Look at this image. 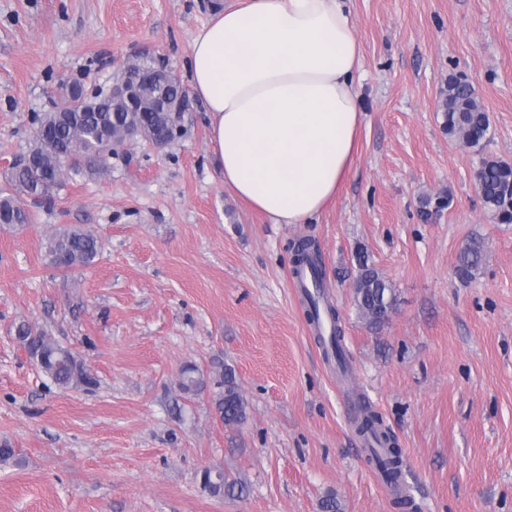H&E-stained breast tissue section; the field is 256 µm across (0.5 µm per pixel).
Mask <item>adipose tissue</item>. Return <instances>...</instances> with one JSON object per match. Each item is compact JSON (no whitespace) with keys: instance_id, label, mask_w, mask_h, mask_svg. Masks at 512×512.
<instances>
[{"instance_id":"ef3b65f1","label":"adipose tissue","mask_w":512,"mask_h":512,"mask_svg":"<svg viewBox=\"0 0 512 512\" xmlns=\"http://www.w3.org/2000/svg\"><path fill=\"white\" fill-rule=\"evenodd\" d=\"M349 0H230L193 39L225 190L274 224L319 219L350 172L363 110Z\"/></svg>"}]
</instances>
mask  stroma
Listing matches in <instances>:
<instances>
[{"instance_id": "obj_1", "label": "stroma", "mask_w": 512, "mask_h": 512, "mask_svg": "<svg viewBox=\"0 0 512 512\" xmlns=\"http://www.w3.org/2000/svg\"><path fill=\"white\" fill-rule=\"evenodd\" d=\"M213 0H0V187L34 115L65 86L110 84L149 56L185 78ZM362 46L360 152L313 224H272L225 190L203 103L182 135L139 143L108 174H69L31 221L0 224V512H512V224L476 191L480 158L512 160V0H351ZM469 82L480 147L444 130L442 91ZM74 226L101 251L51 264ZM318 248L348 369L317 342L290 245ZM483 247L468 279L466 244ZM391 283L380 327L354 305L357 252ZM43 326L90 369L62 388L14 336ZM234 368L247 420L226 427L181 371ZM363 396L396 437L413 505H396L351 418ZM246 492L214 497L204 468ZM52 264L72 269L90 265L99 251V242L92 233L78 227L58 229L47 242Z\"/></svg>"}]
</instances>
